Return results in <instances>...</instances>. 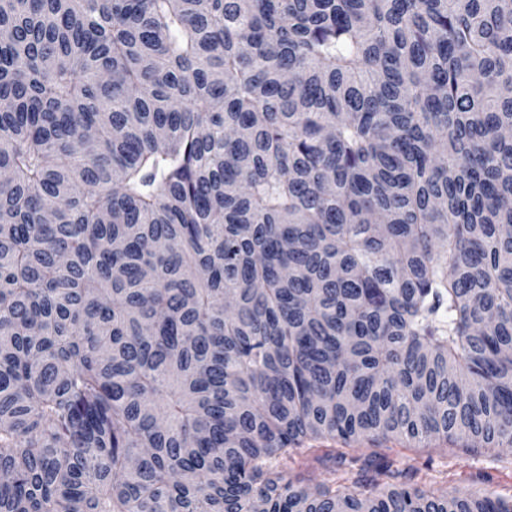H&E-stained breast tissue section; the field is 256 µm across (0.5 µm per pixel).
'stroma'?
Here are the masks:
<instances>
[{"label":"stroma","instance_id":"1","mask_svg":"<svg viewBox=\"0 0 512 512\" xmlns=\"http://www.w3.org/2000/svg\"><path fill=\"white\" fill-rule=\"evenodd\" d=\"M319 446L321 460L289 471L290 476L300 478L310 487L329 480L335 473L351 480L372 479L376 476V465L389 462L399 472L393 480L399 487L417 486L461 496L483 491L512 495V452L507 450L494 457L451 442L436 441L426 448H407L392 441L380 446L362 444L356 447L352 459L343 461L335 458L332 442L323 440Z\"/></svg>","mask_w":512,"mask_h":512}]
</instances>
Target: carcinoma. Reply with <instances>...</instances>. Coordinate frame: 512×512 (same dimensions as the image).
I'll use <instances>...</instances> for the list:
<instances>
[{"mask_svg":"<svg viewBox=\"0 0 512 512\" xmlns=\"http://www.w3.org/2000/svg\"><path fill=\"white\" fill-rule=\"evenodd\" d=\"M0 512H512L278 469L512 448V0H0Z\"/></svg>","mask_w":512,"mask_h":512,"instance_id":"carcinoma-1","label":"carcinoma"}]
</instances>
